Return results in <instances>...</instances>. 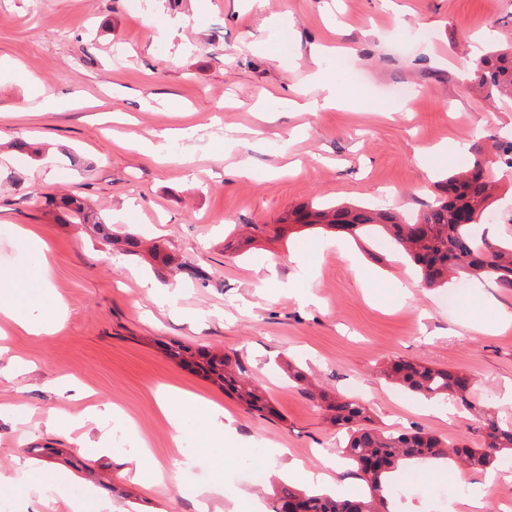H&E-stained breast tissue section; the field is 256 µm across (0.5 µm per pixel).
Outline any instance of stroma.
<instances>
[{
    "instance_id": "1",
    "label": "stroma",
    "mask_w": 512,
    "mask_h": 512,
    "mask_svg": "<svg viewBox=\"0 0 512 512\" xmlns=\"http://www.w3.org/2000/svg\"><path fill=\"white\" fill-rule=\"evenodd\" d=\"M0 0V278L32 263L17 227L44 242L50 290L64 305L55 328L0 340V473L29 461L47 484L36 512H73L96 487L112 512H271L283 482L269 447L289 458L335 463L346 477L340 437L299 385L292 363L330 394L361 401L382 430L421 429L451 444L474 440L476 417L417 413L421 397L386 381L395 360L466 374L472 399L512 423V325L470 332L460 302L487 319L512 311V292L461 276L428 288L417 268L381 237L355 238L320 226L281 225L288 211L324 201L378 205L415 219L440 195L438 183L500 132H512V99L473 93V43L512 47V0ZM173 23L159 35L147 19ZM272 39L274 57L256 50ZM341 47L322 67L337 87L363 99L302 112L288 87L313 70L311 49ZM66 107L33 110L26 83ZM417 89L416 98L404 90ZM192 126L194 139H172L144 152L143 140ZM33 143L22 153L16 141ZM252 172L234 175L240 158ZM499 189L484 230L512 239V171L497 169ZM72 195L111 224L201 271L158 277L151 261L105 244L88 224H65L46 196ZM135 200L126 220L121 206ZM280 224L247 253L232 249L246 224ZM306 256L290 262L293 252ZM274 262L279 282L256 271ZM375 271L380 293L361 287ZM204 346L238 358L274 410L252 413L235 395L170 359L166 343ZM88 391L71 400L64 381ZM199 396L228 411L236 435L216 445L197 416L173 428L157 397ZM111 404L107 455L78 446L97 425L64 432L49 417ZM197 450L193 472L180 468L178 443ZM148 447L145 472L167 470L164 486L145 492L125 467ZM219 495L194 497L193 486ZM466 487L447 475L410 467L385 493L388 512H466Z\"/></svg>"
}]
</instances>
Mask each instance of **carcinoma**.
Wrapping results in <instances>:
<instances>
[{
	"mask_svg": "<svg viewBox=\"0 0 512 512\" xmlns=\"http://www.w3.org/2000/svg\"><path fill=\"white\" fill-rule=\"evenodd\" d=\"M474 82L488 98L512 96V51L490 47L475 64ZM496 190L497 180L491 167L477 158L472 166L448 175L440 185L439 199L413 222L403 220L390 209L327 205L313 210L305 206L294 209L281 222L323 225L353 236L387 235L419 268L429 288L441 287L464 273L488 277L497 287L512 291V241L490 243L477 233L476 223L469 221L491 207ZM48 205L69 224H84L89 218L84 202L72 196H52ZM148 253L160 276L166 270L186 267L156 244L148 248ZM166 351L179 363L193 364L212 375L214 381L227 386L248 409L259 413L271 411L240 361L233 362L206 349H193L178 342L166 346ZM383 374L411 392L452 400L478 415L483 423L477 428L480 432L477 447L456 444L450 450L448 443L423 430L391 433L368 426L370 416L365 405L316 388L305 374L290 367L288 375L327 413L329 423L345 431L341 452L354 463L353 473L367 485L369 496L333 498L286 485L281 487L272 512H290L295 508L304 512H378V505L384 503L385 478L401 461L447 458L456 464L483 469L504 455L512 456V425H501L470 399L471 381L466 375L407 360L392 362L383 368Z\"/></svg>",
	"mask_w": 512,
	"mask_h": 512,
	"instance_id": "obj_1",
	"label": "carcinoma"
}]
</instances>
